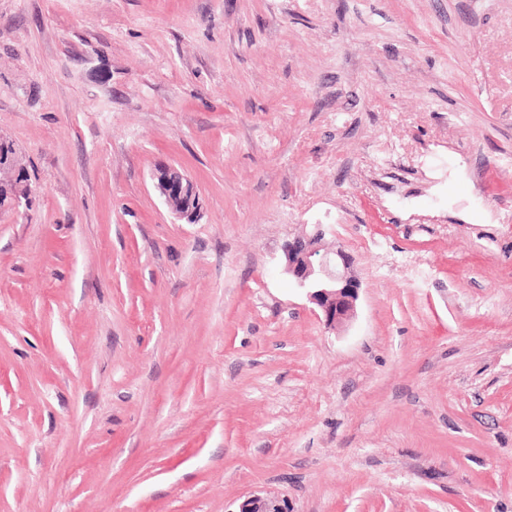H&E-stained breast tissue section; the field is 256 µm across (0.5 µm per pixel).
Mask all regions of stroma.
<instances>
[{"label":"stroma","mask_w":512,"mask_h":512,"mask_svg":"<svg viewBox=\"0 0 512 512\" xmlns=\"http://www.w3.org/2000/svg\"><path fill=\"white\" fill-rule=\"evenodd\" d=\"M0 137V512H512V0H0ZM154 187L179 220L192 224L202 208L196 183L187 174L172 165H161L152 174ZM29 178L23 169H18L15 171L14 178L6 183H0V194H6L9 192L15 184L20 182H27ZM29 184V183H28ZM28 184L21 185L15 193L7 197L5 200L0 202V210H18L23 205V201L25 203L26 197H30L31 187ZM323 226L317 224L313 233L285 244V270L320 310L324 325L336 330L355 315L360 283L348 273L350 256L345 248L337 245L327 250L323 246Z\"/></svg>","instance_id":"stroma-1"}]
</instances>
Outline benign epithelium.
<instances>
[{
    "label": "benign epithelium",
    "mask_w": 512,
    "mask_h": 512,
    "mask_svg": "<svg viewBox=\"0 0 512 512\" xmlns=\"http://www.w3.org/2000/svg\"><path fill=\"white\" fill-rule=\"evenodd\" d=\"M154 187L179 220L195 222L202 208L196 183L172 165H161L152 174ZM31 187L20 186L15 193L0 202V210H18ZM323 225L314 232L288 241L283 249L285 270L297 286L305 291L310 303L321 312L324 325L334 330L355 315L360 283L348 273L350 256L341 245L327 250L322 244Z\"/></svg>",
    "instance_id": "1"
}]
</instances>
